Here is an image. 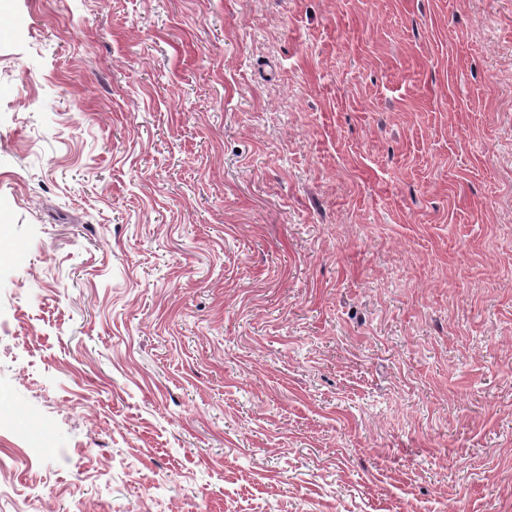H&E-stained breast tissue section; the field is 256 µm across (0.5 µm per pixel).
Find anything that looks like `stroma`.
<instances>
[{"label":"stroma","instance_id":"stroma-1","mask_svg":"<svg viewBox=\"0 0 512 512\" xmlns=\"http://www.w3.org/2000/svg\"><path fill=\"white\" fill-rule=\"evenodd\" d=\"M0 512H512V0H8Z\"/></svg>","mask_w":512,"mask_h":512}]
</instances>
